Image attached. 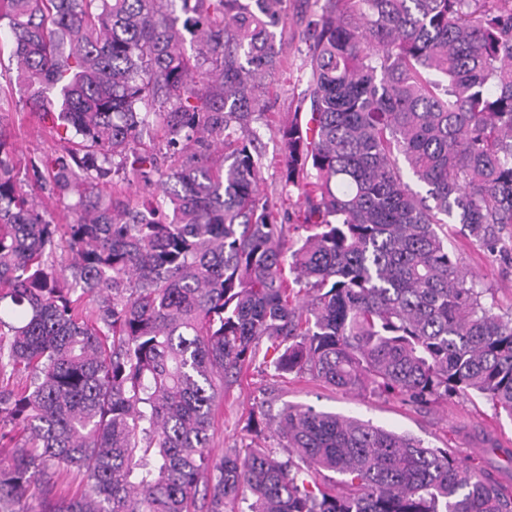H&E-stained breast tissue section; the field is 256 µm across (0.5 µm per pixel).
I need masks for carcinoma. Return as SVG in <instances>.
<instances>
[{
    "label": "carcinoma",
    "mask_w": 512,
    "mask_h": 512,
    "mask_svg": "<svg viewBox=\"0 0 512 512\" xmlns=\"http://www.w3.org/2000/svg\"><path fill=\"white\" fill-rule=\"evenodd\" d=\"M285 4L0 0L16 81L58 97L32 103L55 147L31 171L0 128V512L27 492L38 512H512V485L450 451L311 406L278 414L286 458L212 463L216 403L257 364L512 418V306L446 230L512 267V0H314L279 128L289 205L251 128ZM127 161L154 186L136 202L105 190Z\"/></svg>",
    "instance_id": "carcinoma-1"
}]
</instances>
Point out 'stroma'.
<instances>
[{
  "label": "stroma",
  "instance_id": "stroma-1",
  "mask_svg": "<svg viewBox=\"0 0 512 512\" xmlns=\"http://www.w3.org/2000/svg\"><path fill=\"white\" fill-rule=\"evenodd\" d=\"M309 10L308 0H288L287 21L282 29L285 65L270 90L267 112L252 123L261 137L265 164L263 187L269 192L277 187L283 165L276 127L294 109L306 87L308 72L296 46ZM16 68L10 40L0 41V88L8 97L7 103L0 105V128L11 135L19 158L26 160L42 155L53 141L47 124L29 109L35 88L6 84V76L15 74ZM450 238L453 250L463 257L479 280L498 288L500 303L511 302L512 268L493 262L458 230H451ZM287 404L358 418L414 437L424 446L451 449L459 458L472 459L491 478L503 483L512 481V474L505 471L503 461L483 450L489 438L512 448V418L495 413L483 398L455 397L416 407L392 395H361L327 386L307 375L275 378L262 369L252 370L247 379L225 388L212 428L213 457L221 458L226 451L247 443L278 447L273 427L256 428L251 418L262 411L276 416ZM474 448L479 449V456H471Z\"/></svg>",
  "mask_w": 512,
  "mask_h": 512
}]
</instances>
